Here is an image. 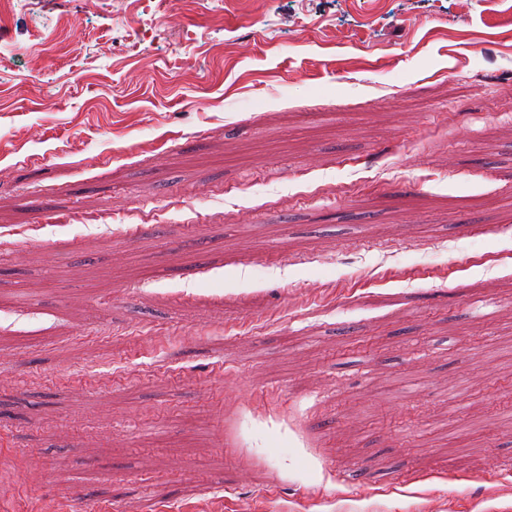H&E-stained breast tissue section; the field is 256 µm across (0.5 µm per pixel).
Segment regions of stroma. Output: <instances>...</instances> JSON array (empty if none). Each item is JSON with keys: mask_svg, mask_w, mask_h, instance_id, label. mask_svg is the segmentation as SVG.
<instances>
[{"mask_svg": "<svg viewBox=\"0 0 512 512\" xmlns=\"http://www.w3.org/2000/svg\"><path fill=\"white\" fill-rule=\"evenodd\" d=\"M117 9L0 15V512H512L494 5Z\"/></svg>", "mask_w": 512, "mask_h": 512, "instance_id": "35a3bbf8", "label": "stroma"}]
</instances>
